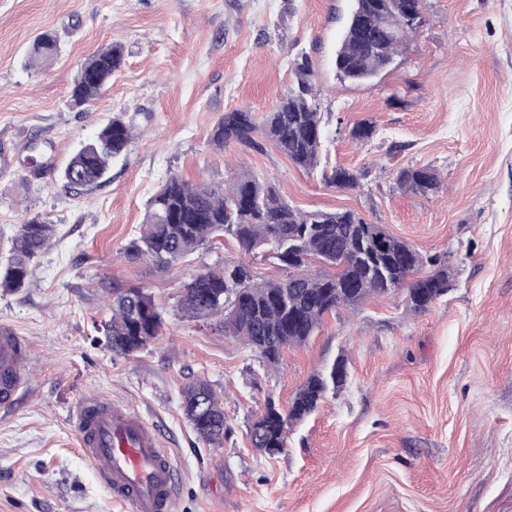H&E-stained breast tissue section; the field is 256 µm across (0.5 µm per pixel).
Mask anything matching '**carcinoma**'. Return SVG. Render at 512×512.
I'll list each match as a JSON object with an SVG mask.
<instances>
[{
    "mask_svg": "<svg viewBox=\"0 0 512 512\" xmlns=\"http://www.w3.org/2000/svg\"><path fill=\"white\" fill-rule=\"evenodd\" d=\"M409 0H354L336 47L334 64L342 81H373L396 60L410 31L387 38L384 32L400 26ZM57 41L50 32L34 40L29 61L55 54ZM124 61L121 44H111L86 59L74 80L75 105L92 103L106 89ZM296 87L276 100L261 119L244 109L226 112L213 127L211 143L260 147L273 145L296 166L313 171L322 150L323 127L314 73L306 62L294 68ZM132 127L121 117L112 118L95 137L71 157L61 179L70 189L98 183L112 161L127 153ZM328 185L352 189L358 174L334 168ZM397 184L407 192L429 196L438 191L437 172L428 167H406L397 172ZM54 227L35 215L18 226L13 255L0 268V288L25 286L31 262L46 249ZM226 234L245 251H268L286 269V275L258 281L250 267L237 262L222 269L195 274L184 287L181 309L196 320L219 318L224 335L241 340L263 365L276 368L284 351L304 345L320 328L326 315L341 308H355L371 297L399 291L406 308L424 313L448 294V266L426 257L382 224H370L352 210L303 211L285 201L268 181L241 173L224 186L191 184L177 174L148 200L140 236L126 249L131 260L148 259L166 267L199 247ZM318 261L332 273L305 274L302 268ZM435 266L428 275L417 272ZM164 319L151 296L140 288L112 287V316L104 322L107 345L121 354L147 347L161 335ZM346 360H337L329 371L309 376L282 406L270 399L249 426L253 447L285 448L288 431L315 413L346 382ZM183 409L197 434L211 445L224 438L221 397L202 379L182 391Z\"/></svg>",
    "mask_w": 512,
    "mask_h": 512,
    "instance_id": "carcinoma-1",
    "label": "carcinoma"
}]
</instances>
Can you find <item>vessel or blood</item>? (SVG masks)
I'll list each match as a JSON object with an SVG mask.
<instances>
[{
    "instance_id": "1",
    "label": "vessel or blood",
    "mask_w": 512,
    "mask_h": 512,
    "mask_svg": "<svg viewBox=\"0 0 512 512\" xmlns=\"http://www.w3.org/2000/svg\"><path fill=\"white\" fill-rule=\"evenodd\" d=\"M30 385L22 339L0 329V406L17 408ZM79 448L99 478L108 503L132 512H177L179 472L156 427L102 396L80 400L75 413Z\"/></svg>"
}]
</instances>
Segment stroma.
I'll use <instances>...</instances> for the list:
<instances>
[{"instance_id": "stroma-1", "label": "stroma", "mask_w": 512, "mask_h": 512, "mask_svg": "<svg viewBox=\"0 0 512 512\" xmlns=\"http://www.w3.org/2000/svg\"><path fill=\"white\" fill-rule=\"evenodd\" d=\"M352 0H0V259L31 216L55 227L26 285L0 288V325L28 348L32 385L0 408V512H129L107 506L78 452L75 412L93 394L162 431L180 472L178 512H512V0H425L395 66L355 85L334 51ZM53 58L29 64L40 33ZM125 60L87 107L71 99L84 60L110 43ZM308 61L319 89V170L271 144H211L226 112L263 116ZM128 152L88 192L64 188L74 150L113 116ZM371 122L373 138L353 127ZM428 165L436 195L402 191L396 172ZM335 166L356 188L327 186ZM245 171L305 211L360 213L447 261L452 286L424 313L402 295L327 316L302 347L265 367L216 322L187 317L193 275L246 261L258 279L284 271L269 252L227 237L165 268L128 259L147 201L174 174L223 184ZM149 293L164 319L145 349L120 355L102 325L113 286ZM345 356L344 388L267 456L248 427L267 400L287 403ZM204 379L224 403V440H202L182 389Z\"/></svg>"}]
</instances>
